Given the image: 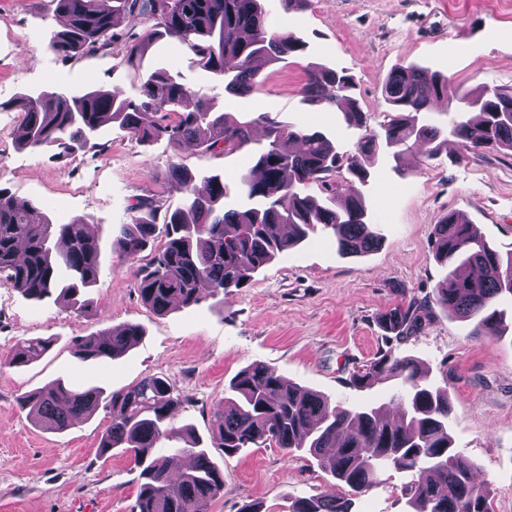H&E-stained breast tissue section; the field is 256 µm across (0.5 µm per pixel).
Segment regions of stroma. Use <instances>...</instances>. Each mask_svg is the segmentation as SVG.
Returning <instances> with one entry per match:
<instances>
[{"label":"stroma","mask_w":512,"mask_h":512,"mask_svg":"<svg viewBox=\"0 0 512 512\" xmlns=\"http://www.w3.org/2000/svg\"><path fill=\"white\" fill-rule=\"evenodd\" d=\"M265 7L275 27L302 36L308 50L263 68L256 90L237 97L215 85L186 46L168 38L154 41L134 67L101 54L63 61L48 47L63 24L44 0H0V186L44 206L54 223L86 218L100 244L99 281L88 294L92 313L37 303L0 285V358L28 338L53 341L28 367L0 368V512H131L139 472L120 449L101 454L105 411L57 432L21 409V397L56 380L112 392L165 376L184 399L175 426L206 438L230 380L254 363L333 401L349 406L367 399L397 415L390 384L365 393L349 384L351 373L386 347L417 359L431 379L447 380L454 446L474 461L478 481L490 485L492 512H512V300L501 303L505 331L478 340L470 335L471 322L440 309L420 333L401 341H386L378 325L402 296L425 297L446 275L431 247L444 215L460 214L501 253L512 251L511 151L459 162L455 145L431 160L420 149L404 158L400 174L391 158L378 155L363 191L382 238L379 249L345 256L320 232L258 270L248 287L159 315L141 301L133 274L149 253L132 262L112 250L113 237L129 220L128 205L152 196L165 208L178 207L181 193L150 176L173 162L235 184L247 169L249 148L213 155L163 141L143 145L116 127L101 136L106 151H81L60 162L15 144L20 113L10 103L20 93L55 85L116 89L133 98L142 78L160 67L179 71L214 100L216 111L237 118L264 112L330 134L347 152L358 131L340 112L301 101L307 63L353 75L354 97L374 127L386 115L383 83L404 63L450 75L470 93L486 85L512 87V0H311L290 10L266 0ZM127 323L139 325L143 336L125 356L91 365L76 355V337ZM210 457L224 472V494L210 512H241L248 505L287 512L295 499L322 494L334 483L314 458L289 457L272 444L230 456L214 448ZM408 480V474L385 472L353 497L352 512H411L401 493Z\"/></svg>","instance_id":"obj_1"}]
</instances>
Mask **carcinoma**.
<instances>
[{"label": "carcinoma", "instance_id": "cac0c4a2", "mask_svg": "<svg viewBox=\"0 0 512 512\" xmlns=\"http://www.w3.org/2000/svg\"><path fill=\"white\" fill-rule=\"evenodd\" d=\"M63 18L49 47L62 60L86 54H111L135 66L145 47L158 36L187 46L202 68L237 96L251 94L260 69L306 52L307 42L271 25L263 0H50ZM140 29H120L123 19ZM300 89L310 106L337 108L348 127L360 131L358 154L349 155L320 131L271 121L261 114L237 121L212 111L208 99L168 69L144 79L136 100L99 89L71 92L50 87L20 94L13 106L21 111L14 140L30 149L63 159L77 151L102 152L103 129L112 124L141 143L165 139L175 148L195 146L228 154L252 142L255 124H266L265 143L251 152V167L239 178L242 203L224 208L229 187L224 177H202L177 163L152 178L174 182L183 194L170 211L153 197H141L128 208L112 248L135 259L160 240L151 259L136 271L141 301L163 314L173 305L191 306L207 289L219 297L250 284L254 274L280 254L305 241L317 228L336 239L343 255L361 256L378 248L370 229L361 187L369 182L365 158L380 153L398 163L420 145L428 155L457 142L461 154L507 148L512 151V90L486 87L478 96L454 89L452 78L413 63L393 70L383 84L388 120L367 125L352 97L354 80L344 69L310 62ZM448 107V124L437 126L434 103ZM341 191L318 199L316 184ZM432 250L448 267L432 294L402 298L386 313L385 334L404 339L420 332L434 308L473 322L471 336L498 334L502 299L512 297V256L504 259L474 224L454 214L434 225ZM99 247L85 219L54 224L41 209L18 200L0 187V284H9L36 301L64 300L88 314L87 291L99 277ZM140 327L127 324L75 339L81 359L103 362L128 352L141 338ZM52 340L25 339L6 359L23 367L40 359ZM390 382L400 417H386L381 406L331 404L261 363L241 370L213 415V447L233 455L272 442L285 452L302 451L318 461L354 495L372 487L381 471L392 468L415 476L402 493L414 512H491L489 485L474 481V463L453 447L452 404L448 387L425 379L418 361L393 349L379 352L349 384L359 390ZM183 399L159 375L143 378L124 390L74 389L58 382L23 397L38 424L62 431L102 408L110 422L100 451L114 448L139 469L140 492L131 512H209L224 495V473L211 460L202 440L173 425ZM351 502L334 493L299 498L289 512H350Z\"/></svg>", "mask_w": 512, "mask_h": 512}]
</instances>
